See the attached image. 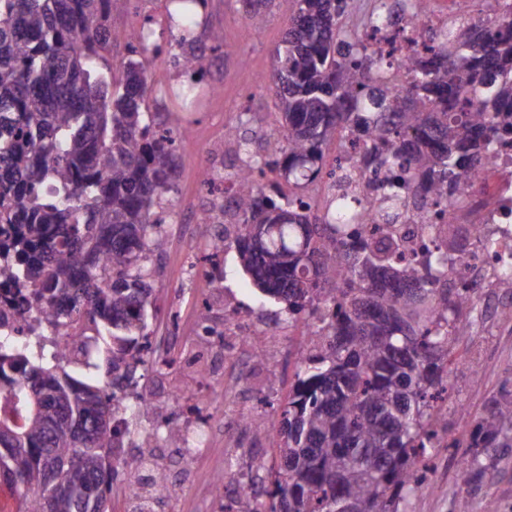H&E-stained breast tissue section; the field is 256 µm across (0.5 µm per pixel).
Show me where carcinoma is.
<instances>
[{"label":"carcinoma","mask_w":512,"mask_h":512,"mask_svg":"<svg viewBox=\"0 0 512 512\" xmlns=\"http://www.w3.org/2000/svg\"><path fill=\"white\" fill-rule=\"evenodd\" d=\"M128 0H0V278L34 289L58 334H107V381L86 384L56 348L53 364L0 348V448L23 512H55L54 493L85 497L99 512L122 479L133 512H152L171 494L167 468L153 455H109L153 412L125 405L150 353V256L162 249L166 217L157 201L173 190L177 134H150L153 88L144 56L158 45L142 24L117 31L112 8ZM246 25L264 26L274 0H241ZM277 48L273 93L286 135L274 150L240 137L248 167L270 165L297 182L324 176L323 148L346 134L362 141L365 169L389 177L375 186L378 223H361L350 199L283 202L250 177L238 189L234 224L209 239L234 243L254 286L282 304L288 322L312 320L319 351L299 358L297 381L281 412L272 488L254 493L246 512H400L427 487L419 458L440 447L438 399L448 384L451 345L468 326L457 319L476 289L457 283L461 251L453 218L434 247L405 255L391 225L409 199L447 201L457 181L496 157L512 134V0H483L491 28L433 34L402 94L341 27L349 0H295ZM126 42L130 58L107 74L102 51ZM184 26L176 64L203 77L205 50ZM123 414L112 432L104 412ZM169 448L201 444L165 423ZM476 448H512V393L489 402ZM488 469L478 459L461 482Z\"/></svg>","instance_id":"cac0c4a2"}]
</instances>
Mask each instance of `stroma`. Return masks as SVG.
Masks as SVG:
<instances>
[{
  "label": "stroma",
  "instance_id": "obj_1",
  "mask_svg": "<svg viewBox=\"0 0 512 512\" xmlns=\"http://www.w3.org/2000/svg\"><path fill=\"white\" fill-rule=\"evenodd\" d=\"M168 5V0H140L142 13L156 21L155 42L167 54L163 60H147L155 74L148 104L159 125L177 123L186 134L177 149L174 188L162 204L169 215L167 240L150 260L155 271V305L160 313L176 315L178 321L177 327L162 331V346L178 362L160 373L146 371L140 385L155 407V416L141 421L138 435L124 452L152 453L168 461L187 458L186 471L174 478L172 495L157 512H222L224 500L216 488L223 479L249 480V459L254 455L275 464L280 443L278 411H268L260 428L250 426L245 418L252 414L256 396L287 398L296 381L297 356L310 350L312 336L308 329L289 327L278 304L260 300L238 267L234 248L225 249L217 264L205 262L206 229L190 223L187 216L211 200L203 171L220 178L244 160L237 146L220 142L225 121L249 111L259 140L279 138L282 125L273 93L269 86H255L253 79L258 72L273 71L275 51L296 4L277 0L263 33L252 38L238 0H207L194 31L202 37L212 29L222 31L233 52H207L206 75L189 106L171 93L184 77L171 60L178 51V30L169 24ZM205 302L211 306L209 324L214 333L210 336L203 335L197 317ZM510 305L512 297L499 291L490 301L479 302L469 316V333L457 346L458 361L449 374L455 392L448 402V426L458 437L469 438L489 401L512 390V321L500 315ZM230 310L268 329L265 356L253 359L243 350L237 358L225 359L224 315ZM198 364L205 366V376L195 375ZM164 419L182 432L201 433L202 446L179 454L164 440L153 438V428ZM475 456L488 464V475L463 485L459 472ZM429 463L430 489L407 497L404 512H458L463 506L468 512H512V448H460L452 454L435 448Z\"/></svg>",
  "mask_w": 512,
  "mask_h": 512
}]
</instances>
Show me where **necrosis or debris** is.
I'll return each instance as SVG.
<instances>
[{
	"label": "necrosis or debris",
	"instance_id": "obj_1",
	"mask_svg": "<svg viewBox=\"0 0 512 512\" xmlns=\"http://www.w3.org/2000/svg\"><path fill=\"white\" fill-rule=\"evenodd\" d=\"M447 27L446 0H425V8L419 15L395 12L381 27L366 26L356 37L367 46L369 54L385 61L389 76L406 88L410 85L412 61L427 52L432 33ZM358 153V145L351 140H343L337 146L333 161L338 177L336 189L356 200L371 221L379 208V199L373 195L372 188L386 174L363 169ZM475 183L480 186L476 192L471 189ZM451 218L465 228L474 222L482 226L481 234L471 237L468 249L456 262V277L469 281L479 273L486 287H497L501 261L512 251V141L506 142L493 164L478 173L465 175L450 202L423 209L408 207L403 222L409 250L420 251L433 238L432 233H420L419 225L444 224ZM21 295V289L13 284H0V311L10 317L9 335L32 336L45 332L46 323L37 302L22 300Z\"/></svg>",
	"mask_w": 512,
	"mask_h": 512
}]
</instances>
